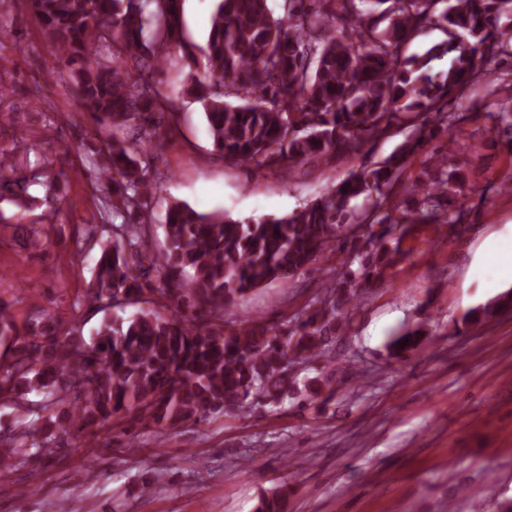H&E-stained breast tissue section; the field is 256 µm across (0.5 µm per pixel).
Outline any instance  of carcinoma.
<instances>
[{
	"label": "carcinoma",
	"instance_id": "cac0c4a2",
	"mask_svg": "<svg viewBox=\"0 0 512 512\" xmlns=\"http://www.w3.org/2000/svg\"><path fill=\"white\" fill-rule=\"evenodd\" d=\"M63 67L52 78L73 93L80 114L98 132L103 164L88 179L95 224L76 230L86 243L109 231L92 282L76 306L104 312L91 342L54 318L18 327L0 300V402L26 391L43 399L30 416L50 409L49 425L77 437L124 418L174 426L221 412L249 413L298 395L293 375L327 357L348 325L358 284L380 275L401 251L409 224L464 221L452 205L464 177L448 170V147L469 114L461 100L490 66L512 77V0H282L276 18L268 0H218L203 59L184 41L182 0H22ZM447 40L448 72L436 78L428 60L408 53L412 35L430 26ZM176 44L190 68L216 155L292 174L357 157L399 125L410 130L405 150L351 172L335 189L291 215L241 222L171 205L165 248L150 245L148 209L161 177H147L138 156L154 150L173 113L158 89L141 82L161 69ZM235 93L232 104L224 97ZM489 133L512 146V112L485 114ZM435 172L401 181L406 157L432 141ZM20 191L0 208V225L16 224L35 204L21 175ZM370 209L356 218L359 196ZM368 225L357 234L352 225ZM341 252L311 304L285 322L224 321V307L263 285L292 278L317 257ZM171 311L162 316L155 304ZM136 305L132 318L107 309ZM512 308V290L468 318ZM417 326L396 338V353L414 349ZM0 427V476L56 452L43 438ZM255 512H286V495L263 494Z\"/></svg>",
	"mask_w": 512,
	"mask_h": 512
}]
</instances>
